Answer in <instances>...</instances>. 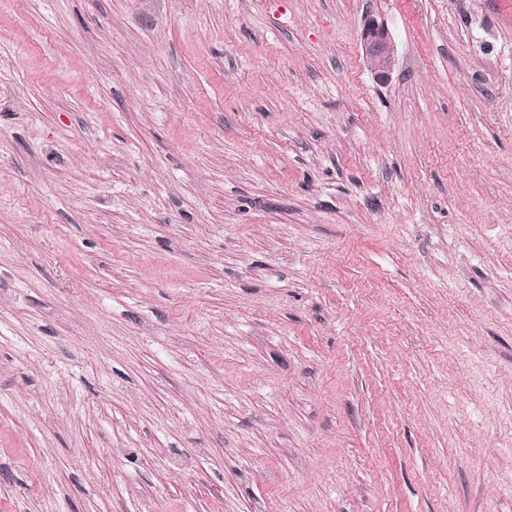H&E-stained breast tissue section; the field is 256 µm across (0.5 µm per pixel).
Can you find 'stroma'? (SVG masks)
I'll return each instance as SVG.
<instances>
[{
	"mask_svg": "<svg viewBox=\"0 0 512 512\" xmlns=\"http://www.w3.org/2000/svg\"><path fill=\"white\" fill-rule=\"evenodd\" d=\"M0 512H512V0H0ZM362 49L371 70L379 81H385L394 67V55L388 29L383 22L366 18L361 33Z\"/></svg>",
	"mask_w": 512,
	"mask_h": 512,
	"instance_id": "35a3bbf8",
	"label": "stroma"
}]
</instances>
